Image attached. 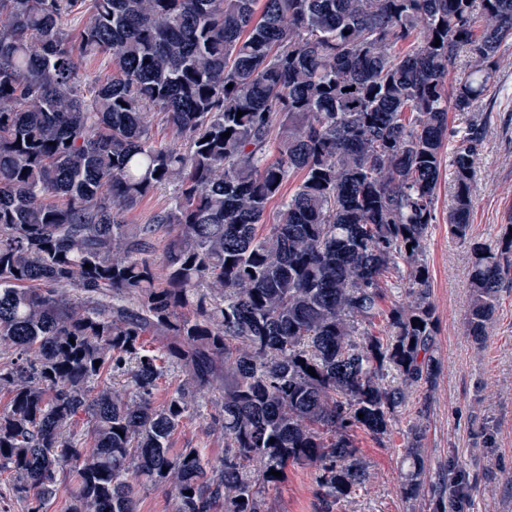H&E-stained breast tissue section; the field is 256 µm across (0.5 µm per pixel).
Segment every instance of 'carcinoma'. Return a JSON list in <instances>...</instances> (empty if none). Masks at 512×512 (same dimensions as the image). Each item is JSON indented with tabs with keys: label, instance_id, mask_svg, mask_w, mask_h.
<instances>
[{
	"label": "carcinoma",
	"instance_id": "1",
	"mask_svg": "<svg viewBox=\"0 0 512 512\" xmlns=\"http://www.w3.org/2000/svg\"><path fill=\"white\" fill-rule=\"evenodd\" d=\"M84 2L0 0V474L26 512L64 486V512H137L140 484L168 486L173 512H268L309 465L318 512H337L368 479L354 432L383 440L437 378L425 237L446 161L448 232L467 238L486 137L481 116L453 131L448 112L488 89L512 0H91L73 37L62 19ZM106 54L87 99L80 56ZM157 118L175 143L153 141ZM167 185L168 207L129 228ZM472 252L483 343L512 284V220ZM400 265L405 299L385 309ZM168 366L185 379L157 405ZM206 394L218 468L171 450ZM425 433L407 434L410 498ZM172 187L167 186L155 190L153 193L145 196L128 213V224H148L151 218L161 209H163L169 200Z\"/></svg>",
	"mask_w": 512,
	"mask_h": 512
}]
</instances>
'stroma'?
Masks as SVG:
<instances>
[{"instance_id":"stroma-1","label":"stroma","mask_w":512,"mask_h":512,"mask_svg":"<svg viewBox=\"0 0 512 512\" xmlns=\"http://www.w3.org/2000/svg\"><path fill=\"white\" fill-rule=\"evenodd\" d=\"M478 109L487 117L484 150L477 164L474 209L468 241L448 232L449 182L441 180L424 260L430 271V301L438 319L435 386L413 392L383 442L358 434L369 465L365 488L344 502L340 512H430L428 498L402 493L409 469L404 446L409 427L422 422L421 455L426 484L447 486L459 477L464 512H512V286L501 288L485 344L470 336L465 320L469 298L471 242L494 243L512 216V41L498 53V68ZM427 406L424 418L416 410ZM217 410L200 402L179 426L173 445L202 448L212 466L224 460V433ZM269 512H315L313 473L289 469L287 480L268 496Z\"/></svg>"}]
</instances>
